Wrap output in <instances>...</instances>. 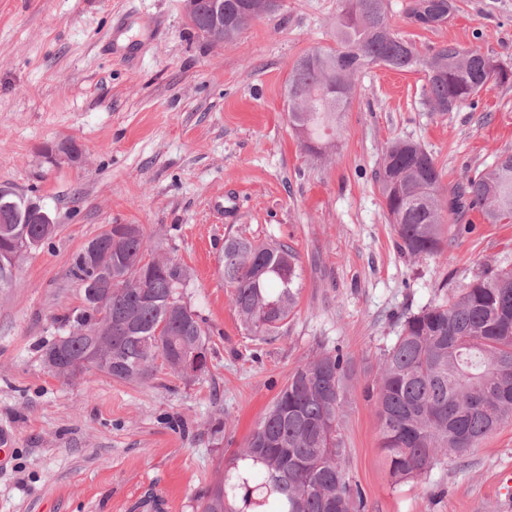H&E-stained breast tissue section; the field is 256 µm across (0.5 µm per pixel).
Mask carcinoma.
<instances>
[{"mask_svg": "<svg viewBox=\"0 0 512 512\" xmlns=\"http://www.w3.org/2000/svg\"><path fill=\"white\" fill-rule=\"evenodd\" d=\"M224 7V34H239L238 18L268 14L267 0H196L191 28L201 31L216 6ZM453 0H411L408 22L422 28L445 23ZM336 46L315 47L294 64L287 85L288 121L302 129L300 145L322 157L339 137L341 112L356 77L369 66L426 73L425 99L434 112H454L490 84L512 83V73L477 49L444 45L431 54L391 31L388 0H343L336 17ZM336 85V101L322 96ZM399 247L411 258L444 251L445 224L464 203L494 224L512 223V152L489 170L467 179L461 194L447 198L432 156L419 144L397 140L375 174ZM0 206V288L9 284L17 238L38 245L55 224L38 223L45 208L16 193ZM106 226L97 250L74 257L69 277L83 292V306L65 316V361L51 368L75 377L92 367L85 354L107 346L115 380L145 383L156 358L183 376L184 353L208 368L207 333L184 300L187 270L170 259L147 258L145 231L129 235ZM224 285L241 326L264 341L288 324L300 294L299 257L281 243L242 236L224 240ZM111 290L112 329L95 304ZM351 376L340 350L306 358L289 374L243 448L234 453L203 496L201 512H363L364 500L343 466L342 430ZM379 448L392 484L427 474L442 458L462 457L491 431L512 419V269L479 276L448 298L431 302L401 324L383 350L374 377Z\"/></svg>", "mask_w": 512, "mask_h": 512, "instance_id": "obj_1", "label": "carcinoma"}]
</instances>
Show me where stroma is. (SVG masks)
Listing matches in <instances>:
<instances>
[{
    "label": "stroma",
    "mask_w": 512,
    "mask_h": 512,
    "mask_svg": "<svg viewBox=\"0 0 512 512\" xmlns=\"http://www.w3.org/2000/svg\"><path fill=\"white\" fill-rule=\"evenodd\" d=\"M390 0L399 37L424 53L453 43L512 66V0H456L425 30ZM340 0H283L229 44L199 37L183 0H0V187L36 200L58 229L0 288V512H169L199 497L241 448L289 373L341 347L352 360L343 437L365 512H512L496 477L512 468V422L466 456L391 484L365 390L406 316L479 276L512 268V223L463 208L443 253L398 247L374 172L410 140L447 191L512 151V84L434 112L420 71L362 73L332 156L305 154L288 122L295 61L333 45ZM71 139L80 164L52 165ZM108 224H139L148 254L186 267L185 297L205 320L210 361L185 382L165 366L134 385L100 372L51 373L41 355L82 305L68 275ZM277 241L300 259V295L281 335L241 328L220 266L224 240Z\"/></svg>",
    "instance_id": "1"
}]
</instances>
